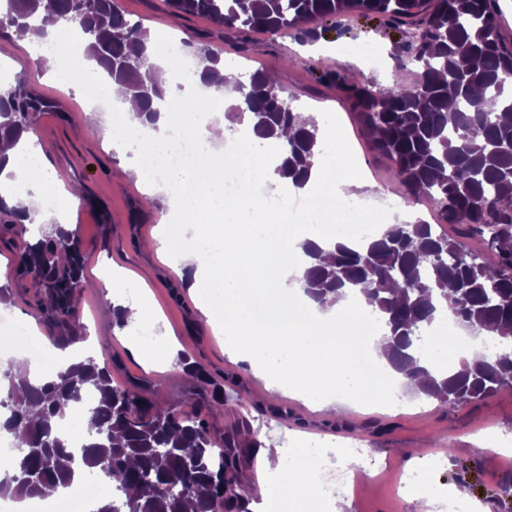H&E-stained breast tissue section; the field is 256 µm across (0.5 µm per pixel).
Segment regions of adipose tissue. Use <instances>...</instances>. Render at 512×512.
Instances as JSON below:
<instances>
[{
    "label": "adipose tissue",
    "instance_id": "adipose-tissue-1",
    "mask_svg": "<svg viewBox=\"0 0 512 512\" xmlns=\"http://www.w3.org/2000/svg\"><path fill=\"white\" fill-rule=\"evenodd\" d=\"M70 58L74 74H95L102 90L118 103L124 119L133 121L137 104L123 97L120 86L108 77L104 67L85 54ZM174 124L177 123L164 111L155 125L135 123L137 140L113 142V149L124 158L120 176L147 181L138 143L165 139ZM223 180L224 173L218 167L196 174L172 168L170 183L174 191L170 205L183 213L185 221L161 225L154 244L157 253L172 262L188 290L221 288L223 306H200L201 323L211 329H223L225 353L248 361L265 379L269 393L299 396L315 406H332L338 392L352 390L365 399L382 402L389 390L390 373L383 370L366 377L346 361L348 343L343 326L361 322L370 311L367 304L322 309L301 295L297 301L308 314L303 320L286 312L280 303V291L286 288L291 272L306 266L302 243H316L323 258L328 259L337 245H350V238H326L306 224L286 227L280 213L269 210L260 200L244 207L227 205L222 194ZM360 183L345 142L335 128H327L323 150L311 160L308 187L350 195ZM33 188L41 192L45 186L30 185L22 177L12 183H0V197L15 209L19 223L37 228L46 217L40 204L30 199ZM189 224L208 241L206 267H198L179 249ZM252 294L265 296V313L253 311L248 300ZM258 469L254 499L249 504L251 512H257L260 502L275 494L297 502L320 496L318 472L304 449L296 448L288 454L282 448L264 446L258 453Z\"/></svg>",
    "mask_w": 512,
    "mask_h": 512
}]
</instances>
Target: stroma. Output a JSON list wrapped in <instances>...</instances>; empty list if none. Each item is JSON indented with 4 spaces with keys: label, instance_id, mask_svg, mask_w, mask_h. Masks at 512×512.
Wrapping results in <instances>:
<instances>
[{
    "label": "stroma",
    "instance_id": "1",
    "mask_svg": "<svg viewBox=\"0 0 512 512\" xmlns=\"http://www.w3.org/2000/svg\"><path fill=\"white\" fill-rule=\"evenodd\" d=\"M127 13L139 16L153 46L178 41L186 34L207 33L211 51L229 63L240 81L264 71L272 58L281 65L273 82L281 96L296 110L338 124L341 134L365 175L358 201L377 224L410 222L426 216L422 206L407 202L403 187L394 181L387 160L368 145L356 119L352 101L342 88L349 76L379 91L396 81L395 61L404 57V36L389 28L383 18L354 11L313 25L316 39L303 42L291 31L277 34L217 29L204 16L178 18L165 0H115ZM373 47L383 62L364 61L358 49ZM31 50L23 35L11 33L9 45L0 50V61L21 63V70L0 75V84H14L24 77L42 95L56 99L61 109L36 117L35 134L54 172L59 192L83 194L71 214L85 252L84 278L90 290L82 295L81 319L91 336L95 355L117 360L113 375L117 385L145 378L157 387L160 403L180 405L194 391L192 381L179 369L145 368L134 351L129 332L119 328L112 314V298L101 286L103 275L126 277L123 297L130 302L148 297L161 317V330L179 344L178 355L202 367L224 393L223 412L217 426L247 418L262 440L282 448L298 440L318 438L335 448L330 473L336 493H347V512H448L442 503L444 488L457 486L464 494L466 512H512V467L507 453L476 454L471 438L498 429L512 433V390L449 409L413 391H403L394 409L369 403L341 405L339 410L308 406L303 421L285 423L280 412L298 406V399L255 394L257 377L249 363L229 359L223 336L198 324V305L220 298L219 289L188 294L174 268L162 261L147 241L157 236L168 211L166 191L151 192L147 184L120 181L114 176L121 158L112 148L120 121L103 124L87 100L57 79L24 68ZM374 469L373 477L353 482L355 473ZM421 473L423 491L407 490L405 475Z\"/></svg>",
    "mask_w": 512,
    "mask_h": 512
}]
</instances>
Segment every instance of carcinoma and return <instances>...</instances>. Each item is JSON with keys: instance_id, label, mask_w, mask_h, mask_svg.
Instances as JSON below:
<instances>
[{"instance_id": "carcinoma-1", "label": "carcinoma", "mask_w": 512, "mask_h": 512, "mask_svg": "<svg viewBox=\"0 0 512 512\" xmlns=\"http://www.w3.org/2000/svg\"><path fill=\"white\" fill-rule=\"evenodd\" d=\"M0 35L16 31L39 38L50 27L78 28L87 52L105 66L111 79L138 100L136 117L150 124L166 99L152 77L149 32L131 20L114 0H5ZM179 16L205 15L219 28L277 33L353 10L381 16L406 32L409 61L401 75L416 69L412 81L373 91L352 77L345 89L374 148L391 163V176L407 198L430 199L440 223L454 224L462 238L479 235L488 244L482 256L436 230L424 219L390 224L368 246L339 244L329 264L303 245L310 258L300 278L302 292L319 306L332 307L358 291L389 329L390 359L407 385L450 408L512 389V336L496 340L493 355L462 359L450 376L436 375L420 363L418 351L433 324L450 316L477 335L485 328L512 329V44L499 32L496 0H169ZM195 33L185 43L204 64L205 87L224 84L221 57ZM238 97L232 121L245 122L258 139L273 145L275 173L302 186L312 157L319 152V126L300 115L279 95L274 83L256 71L249 85L229 80ZM54 103L31 93L18 78L0 91V139L18 138L32 115ZM453 119H448V115ZM11 236L0 241L14 254V274L39 288L37 312L47 338L59 349L83 342L82 240L76 232L54 229L24 240L27 229L3 223ZM118 363L92 355L60 369L53 381L11 380L3 429L15 440V454L0 458V498L24 502L49 497L95 475L117 492L95 512H249L254 444L242 441L249 428L241 420L218 432L209 422L224 407V394L199 367L186 364L199 382L195 411L187 413L157 402L154 384L133 380L112 385ZM95 392L88 408L95 430L74 460L63 433L67 409L84 392Z\"/></svg>"}]
</instances>
